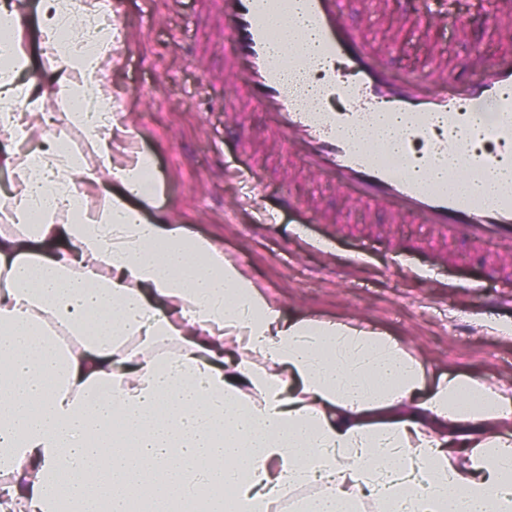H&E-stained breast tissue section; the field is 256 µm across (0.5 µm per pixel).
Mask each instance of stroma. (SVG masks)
I'll list each match as a JSON object with an SVG mask.
<instances>
[{
    "instance_id": "35a3bbf8",
    "label": "stroma",
    "mask_w": 512,
    "mask_h": 512,
    "mask_svg": "<svg viewBox=\"0 0 512 512\" xmlns=\"http://www.w3.org/2000/svg\"><path fill=\"white\" fill-rule=\"evenodd\" d=\"M489 9L458 0L448 16H416L411 0H358L348 22L396 74L437 60L474 81L478 65L512 62V41L473 23ZM112 10L120 36L105 80L155 157L160 209L223 248L284 317L356 320L397 338L429 387L453 371L512 388V298L485 303L512 251L479 254L431 225L394 222L389 206L311 174L270 113L244 108L207 0H112ZM250 155L261 163L253 183L238 173ZM286 193L303 208L280 210Z\"/></svg>"
}]
</instances>
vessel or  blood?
<instances>
[{"mask_svg": "<svg viewBox=\"0 0 512 512\" xmlns=\"http://www.w3.org/2000/svg\"><path fill=\"white\" fill-rule=\"evenodd\" d=\"M230 36L227 73L238 72L243 90L274 116V130L297 151L314 174L337 177L362 202L389 204L397 218L432 225L446 236H461L478 249L512 248V177L493 200L474 193L434 188L410 176L409 168L464 160L466 172L501 167L504 155L466 146L465 132L506 146L512 144V67L481 73L475 83L448 75L440 65L436 81L419 75L392 76L365 36L345 19L353 0H212ZM299 11L316 38L311 57L282 62L271 53L266 18ZM322 65L314 95L303 94L287 70ZM392 113L402 118L399 165L379 163L369 149L355 148L346 132L361 127L375 136L368 118Z\"/></svg>", "mask_w": 512, "mask_h": 512, "instance_id": "vessel-or-blood-1", "label": "vessel or blood"}]
</instances>
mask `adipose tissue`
<instances>
[{
	"mask_svg": "<svg viewBox=\"0 0 512 512\" xmlns=\"http://www.w3.org/2000/svg\"><path fill=\"white\" fill-rule=\"evenodd\" d=\"M47 88L0 0V512H512V390L357 322L284 321L164 214L112 107L111 0H49ZM64 100L88 153L49 131ZM95 190L94 201L74 189ZM71 336L63 343L61 334Z\"/></svg>",
	"mask_w": 512,
	"mask_h": 512,
	"instance_id": "adipose-tissue-1",
	"label": "adipose tissue"
}]
</instances>
